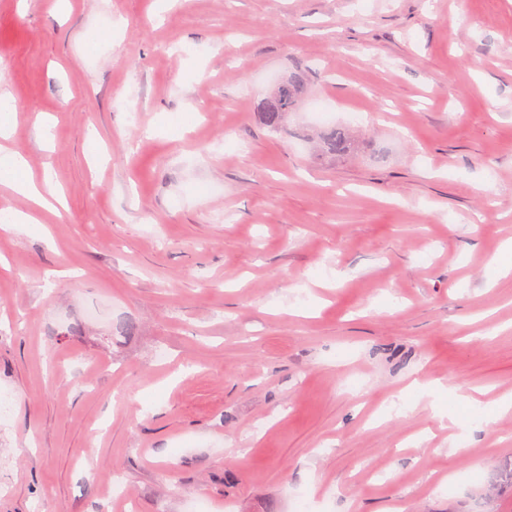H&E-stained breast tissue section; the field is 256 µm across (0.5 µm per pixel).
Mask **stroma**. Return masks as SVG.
<instances>
[{"instance_id": "stroma-1", "label": "stroma", "mask_w": 512, "mask_h": 512, "mask_svg": "<svg viewBox=\"0 0 512 512\" xmlns=\"http://www.w3.org/2000/svg\"><path fill=\"white\" fill-rule=\"evenodd\" d=\"M0 100L66 200L0 227V512H512V0H0ZM308 83L301 71H291L275 84L271 93L257 104L263 123L276 133L288 132V115L297 112ZM356 148V142L352 139L347 129L332 128L322 135L319 143V155L331 157H343Z\"/></svg>"}]
</instances>
